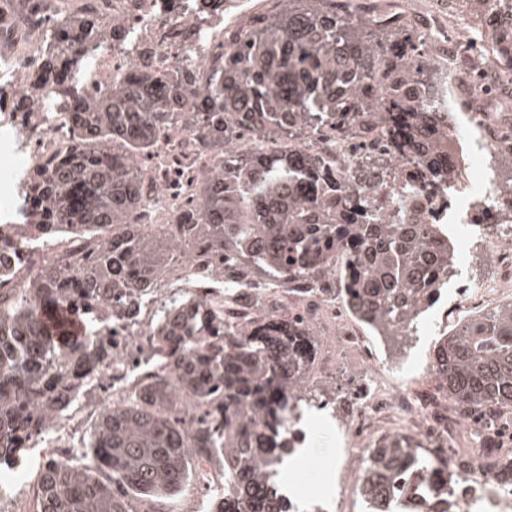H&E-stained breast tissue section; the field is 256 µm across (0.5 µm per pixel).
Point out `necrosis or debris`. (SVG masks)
I'll use <instances>...</instances> for the list:
<instances>
[{
    "mask_svg": "<svg viewBox=\"0 0 512 512\" xmlns=\"http://www.w3.org/2000/svg\"><path fill=\"white\" fill-rule=\"evenodd\" d=\"M277 0H249L246 8L225 11L222 0H215L206 22L201 23L197 42L175 51L164 32L182 25L181 17L171 15L165 0H71L73 6L87 10L102 19L123 18L136 29L138 38L155 43L158 55L167 63L182 56L199 55L207 43L223 42L248 18L271 10ZM400 15L419 16L427 25L428 35L447 51L455 67L451 84L459 91L476 97L477 108L468 116L469 135L465 158L458 170L459 180L454 193L429 192L415 187L402 195L403 211L417 215L421 221L470 223L474 208L490 207L495 202L512 204V183L500 179L494 160L512 156V124L503 116L511 105L503 97L505 87L512 85V73L497 67L490 52L475 48L469 33V22L457 9V0H396ZM47 40L45 27L29 18L16 22L6 36L7 47L0 51V223L34 222L37 211L24 198L25 175L21 162L35 163L40 156L69 152L73 147L67 126L49 125L44 112L53 106L50 96L18 106L16 89L36 81L43 64L42 50ZM167 156L164 166L144 169L143 191L147 198L162 199L171 206L194 188L198 172L206 157L188 131H179L173 141L164 143ZM181 295L199 299L216 307L224 305V288L203 276L200 267L184 265L178 273ZM291 311L311 314L331 331L317 366L319 374H331L336 368V350L354 352L361 362L374 365L376 359L365 339L343 316L335 304L311 299L304 302L288 300ZM148 375L146 367L131 360L119 370L102 371L92 387L100 391L96 399L75 403L50 425L52 440L48 445L30 447L27 455L14 459L0 469V512H32L33 494L27 484L31 471L51 459L63 460L71 454L72 436L103 407L115 404L129 393L138 391ZM378 381L366 391L350 419L342 426L343 446L329 460L327 469L335 478L330 496L313 495L299 488V475H292L285 485L291 493L297 512H336L350 489L358 487L361 471L356 459L369 455L376 435L390 423L411 425L419 437L431 442L442 466H458L459 458H467L459 466L462 487L453 489L458 500L457 512H479L489 505L492 512H512V485L503 482L492 457L512 455V424L501 423L498 446L494 451L483 448H452L448 438L459 429L456 417L446 419L430 414L424 407L422 393L413 380L378 369ZM107 390H100V383Z\"/></svg>",
    "mask_w": 512,
    "mask_h": 512,
    "instance_id": "4bbe7bcc",
    "label": "necrosis or debris"
}]
</instances>
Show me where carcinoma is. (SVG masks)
Instances as JSON below:
<instances>
[{
	"mask_svg": "<svg viewBox=\"0 0 512 512\" xmlns=\"http://www.w3.org/2000/svg\"><path fill=\"white\" fill-rule=\"evenodd\" d=\"M0 30L35 10L36 0H0ZM204 48L205 63L156 64L139 52L136 75L68 80L87 65L82 49L103 31L126 33L122 19L75 15L68 0L37 15L49 36L42 73L26 99L53 82L59 100L87 106L49 112L70 127L76 148L30 173L35 205L48 213L25 225L35 274L9 267L12 235L0 231V279L21 287L0 294V463L24 454L33 437L87 391V378L115 361L150 365L145 401L131 393L100 411L81 460H51L39 478L38 512H136L195 480L193 456L224 463L234 482L206 496V512H292L275 482L291 450L288 421L296 389L317 362L314 320L271 303L273 289L299 299L340 301L350 317L383 338L407 336L453 276V246L440 224L375 209L356 175L330 170L309 152H245L251 135L282 138L297 129L349 146L378 186L405 176L436 189L454 178L450 127L458 103L448 71L426 33L407 21L385 32L359 18L360 0H288ZM494 60L512 71V37L495 38ZM208 169L196 192L147 229L157 202L142 191L143 168L164 164L159 145L185 118ZM205 267L241 293L224 311L171 302L141 332L146 301L162 272ZM69 308L82 336L48 335L41 315ZM179 340L182 352L165 350ZM433 370L448 398L471 410H512V301L459 323L434 345ZM439 461L399 436L378 443L364 469L362 499L375 512L413 482L428 486L425 512H450Z\"/></svg>",
	"mask_w": 512,
	"mask_h": 512,
	"instance_id": "cac0c4a2",
	"label": "carcinoma"
}]
</instances>
